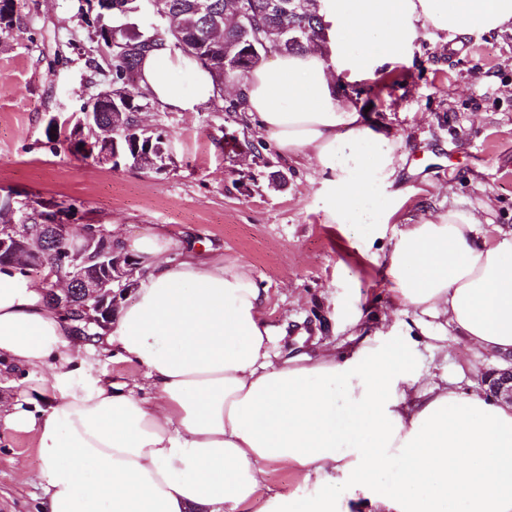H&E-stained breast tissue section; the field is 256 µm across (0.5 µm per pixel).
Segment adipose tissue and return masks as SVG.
Here are the masks:
<instances>
[{
    "label": "adipose tissue",
    "instance_id": "ef3b65f1",
    "mask_svg": "<svg viewBox=\"0 0 512 512\" xmlns=\"http://www.w3.org/2000/svg\"><path fill=\"white\" fill-rule=\"evenodd\" d=\"M319 13L324 40L249 72L240 120L330 174L332 219L369 224L387 206L378 178L394 170L393 142L339 99L338 80L394 69L427 29L454 46L512 32V0H319ZM140 69L170 110L216 95L209 72L169 47ZM481 224L449 208L404 225L383 260L421 328L512 354V228L489 239ZM121 246L137 262L134 298L90 342L26 268L0 265V359L49 370L0 406L1 421L36 437L38 512H512V405L418 373V358L441 353L430 340L383 346L358 332L347 353L277 363L266 297L245 270L157 231ZM110 350L141 380L94 373L92 357ZM268 463L300 487L272 491Z\"/></svg>",
    "mask_w": 512,
    "mask_h": 512
}]
</instances>
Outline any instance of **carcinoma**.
I'll return each instance as SVG.
<instances>
[{"instance_id":"cac0c4a2","label":"carcinoma","mask_w":512,"mask_h":512,"mask_svg":"<svg viewBox=\"0 0 512 512\" xmlns=\"http://www.w3.org/2000/svg\"><path fill=\"white\" fill-rule=\"evenodd\" d=\"M10 0H0V33L22 30L23 23ZM227 0H85L82 13L88 38L101 47H112L107 60L108 84L97 87L95 77L103 72L98 60L90 57L86 87L95 89L81 113H98L108 119V111L120 113L130 129L118 140L121 153L136 150H168V136L144 132L136 123L137 113L151 105L150 95L139 84V61L158 45L169 46L196 59L210 73L215 85L238 80L259 64L266 54L303 51L322 38L323 25L318 0H240V16L226 11ZM112 92V103L102 99ZM0 197V225L16 220L34 231L44 229L50 216L70 214L72 208L52 201L36 207L25 202L10 209Z\"/></svg>"}]
</instances>
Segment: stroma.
<instances>
[{"mask_svg":"<svg viewBox=\"0 0 512 512\" xmlns=\"http://www.w3.org/2000/svg\"><path fill=\"white\" fill-rule=\"evenodd\" d=\"M79 0H18L24 27L0 33V189L22 201L72 207L74 224L99 223L133 240L161 228L241 265L266 291L265 318L282 331L273 350L316 354L350 346L358 329L381 344L419 334L418 316L398 304L382 245L404 222L449 205L512 228V34L474 36L455 48L421 32L404 65L350 84L372 128L393 138L395 171L383 179L392 215L372 224L330 217L328 174L285 161L234 114L206 106H154L143 125L168 134L163 166L100 165L45 147L50 118L79 114L88 72L73 43ZM447 359L419 370L448 372L481 387L497 355L474 356L449 336ZM43 467L33 434L0 422V512H37Z\"/></svg>","mask_w":512,"mask_h":512,"instance_id":"obj_1","label":"stroma"}]
</instances>
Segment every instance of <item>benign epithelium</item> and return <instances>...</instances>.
I'll return each mask as SVG.
<instances>
[{
	"label": "benign epithelium",
	"instance_id": "obj_1",
	"mask_svg": "<svg viewBox=\"0 0 512 512\" xmlns=\"http://www.w3.org/2000/svg\"><path fill=\"white\" fill-rule=\"evenodd\" d=\"M123 128L122 123L111 122V136L104 141H84L83 151L98 164L118 165L119 154L112 150V145L117 143V136L121 135ZM40 236L45 239V247L57 243L66 253L69 260L66 284L56 282V269H46L40 254L31 250L28 243L17 235L0 230V255L26 256V267L40 272L42 284L54 294L58 309L79 323L77 329H82L84 323L105 327L112 320L119 299L134 287L129 280L132 265L125 263V253L114 251L111 232L103 224H94L92 229L75 234L72 225L62 217L45 225ZM91 256L97 260L95 272L87 268ZM70 288L80 297V303L72 302L73 292H68ZM505 361L506 366L485 373L482 385L492 398L512 404V354L505 357Z\"/></svg>",
	"mask_w": 512,
	"mask_h": 512
}]
</instances>
